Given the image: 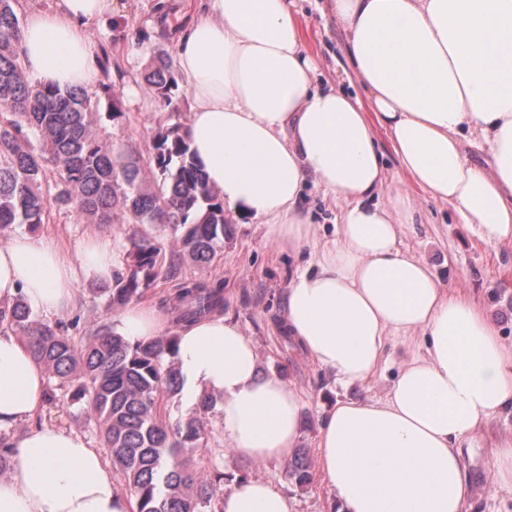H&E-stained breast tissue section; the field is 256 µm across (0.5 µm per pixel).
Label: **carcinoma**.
Wrapping results in <instances>:
<instances>
[{
    "mask_svg": "<svg viewBox=\"0 0 512 512\" xmlns=\"http://www.w3.org/2000/svg\"><path fill=\"white\" fill-rule=\"evenodd\" d=\"M17 0H0V234L15 224L36 228L45 218L46 170H60L56 200L73 204L88 224H116L130 214L137 224H170L181 255L211 264L229 231L224 201L195 164L179 126L160 127L144 160L114 152L96 133L99 95L62 91L34 83L21 64L23 23ZM143 79L169 112L179 111L178 85L170 60L153 58ZM38 145H32L30 138ZM162 182L146 185V171ZM126 271L99 292L117 309L142 298L173 263L148 233L133 237L124 255ZM176 321L188 322L224 309L222 283L186 280L176 289ZM0 327L26 338L34 360L51 382L45 402L66 396L99 428L112 470L131 491L134 512H223L224 471H200L181 453L207 445L200 414L215 402L204 397L198 414L172 422L164 399L179 394L177 336L168 333L130 343L108 324L76 339L39 320L21 298L0 309ZM289 475L310 480L305 452L294 456Z\"/></svg>",
    "mask_w": 512,
    "mask_h": 512,
    "instance_id": "carcinoma-1",
    "label": "carcinoma"
}]
</instances>
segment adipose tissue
<instances>
[{
    "instance_id": "obj_1",
    "label": "adipose tissue",
    "mask_w": 512,
    "mask_h": 512,
    "mask_svg": "<svg viewBox=\"0 0 512 512\" xmlns=\"http://www.w3.org/2000/svg\"><path fill=\"white\" fill-rule=\"evenodd\" d=\"M114 0H55L28 15L21 56L31 80L92 91L89 27ZM365 95L319 84L304 49L296 0H209L176 41L193 97L186 136L225 208L261 221L281 250L309 253L288 282L289 337L341 386L382 373L402 349L387 394L336 401L318 430L319 473L340 512H464L462 448L512 412V344L495 316L442 287L427 260L404 248L419 218L410 193H384L377 144L384 131L402 173L426 198L490 244L512 243V0H330ZM488 155L472 161L466 145ZM340 201L319 240L301 205L307 185ZM110 245L88 239L77 260L45 239L0 245V304L23 297L51 320L70 307L80 278L112 275ZM130 342L164 335L149 305L126 307ZM182 397H215L231 451L288 461L302 396L262 373L239 323L214 313L176 327ZM46 372L26 341L0 329V428L42 406ZM0 478V512H131L103 449L56 427L14 442ZM224 512H292L260 480H233Z\"/></svg>"
}]
</instances>
